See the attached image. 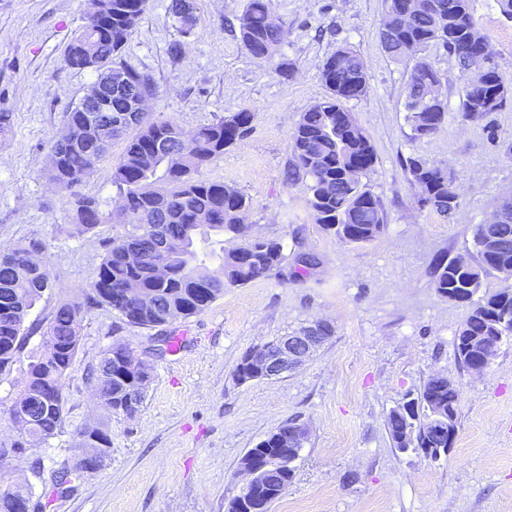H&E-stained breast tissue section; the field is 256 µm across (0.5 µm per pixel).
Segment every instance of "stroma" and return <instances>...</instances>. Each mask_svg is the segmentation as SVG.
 <instances>
[{"mask_svg": "<svg viewBox=\"0 0 512 512\" xmlns=\"http://www.w3.org/2000/svg\"><path fill=\"white\" fill-rule=\"evenodd\" d=\"M170 0H149L124 59L148 72L154 117L184 129L241 109L249 134L203 168V178L237 188L249 201V234L282 243L288 255L312 254L310 275L269 277L225 289L202 313L170 326L127 325L105 307L88 311L73 365L62 383L64 422L33 452L0 460V486L28 488L40 512H228L241 488L240 460L285 423L305 425L296 475L272 512H512V342L485 371L465 367L454 334L468 306L434 286L440 260L473 254L476 225L512 198V96L499 111L461 120L465 76L431 45L422 52L441 76L448 118L414 138L405 119L408 63L390 60L378 29L385 0H274L284 40L274 61L253 58L238 38L247 0H196L198 24L183 38ZM85 0H0V112L14 115L0 143V250L23 238L46 247L52 286L24 323L22 356L0 376V438L14 429L9 408L30 355L59 303L82 299L104 253L122 233L104 224L79 237L66 192L46 177L51 136L96 75L68 68L64 49L84 23ZM491 63L512 77V21L496 0H474ZM182 42L180 58L170 47ZM346 44L364 60L365 95L346 107L370 137L376 163L366 180L386 229L364 245L345 244L316 224L305 182L283 180L291 134L303 112L324 99L321 65ZM420 156L454 177L460 207L442 217L420 203L403 166ZM330 337L296 370L238 383L249 350L314 321ZM179 352H172L175 336ZM126 345L152 368L144 404L132 417L108 412L88 371L112 344ZM435 374L459 388L460 426L447 456L400 453L386 430L389 411ZM105 424L109 457L63 487L49 482L71 459L79 428Z\"/></svg>", "mask_w": 512, "mask_h": 512, "instance_id": "obj_1", "label": "stroma"}]
</instances>
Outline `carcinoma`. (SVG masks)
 Listing matches in <instances>:
<instances>
[{
    "instance_id": "1",
    "label": "carcinoma",
    "mask_w": 512,
    "mask_h": 512,
    "mask_svg": "<svg viewBox=\"0 0 512 512\" xmlns=\"http://www.w3.org/2000/svg\"><path fill=\"white\" fill-rule=\"evenodd\" d=\"M103 0H87L85 24L74 34L65 50V63L78 70L89 69L102 77L110 71L112 112H102L91 120L82 110L86 98L72 105L63 129L65 141L52 136L49 141L47 176L50 182L70 190L87 179L90 155L107 142L112 154L116 140L123 150L112 166V184L119 191L118 206L107 212L94 196L72 193L67 206L72 223L63 230L70 236H82L102 224H121L124 232L105 244L95 279L79 302L57 306L43 333V350L29 356L26 375L9 418L17 436L10 443L0 442V456L36 450L55 436L63 423L62 380L77 354L81 323L85 312L108 307L135 327L152 329L187 320L207 309L224 295V289L242 287L272 275L300 277L317 268L313 255H302L293 268L280 242L258 238L231 250L201 254L197 240H206L224 231H242L248 204L238 189L201 178L200 170L224 156V151L242 141L254 121V113L242 109L228 117L199 125L193 135L183 137V128L170 120L134 117V104L141 96H154L151 76L126 65L124 49L147 9L149 0H112V16L96 21L93 14ZM405 0H385V19L379 29L383 51L395 62L414 61L405 102L406 120L414 137H427L416 121V113L430 112L437 126L448 118V102L441 99L427 107L423 99L427 87L440 82L435 68L419 56L430 44L442 46L455 57L461 71L470 66L471 55L487 37L474 19L473 0H429V8L410 21L399 20ZM182 36L193 35L198 23L195 0H171ZM239 40L254 58L271 61L283 40L281 27L273 16V0H248L239 19ZM321 78L328 95L302 113L291 135L292 159L284 172V181L307 179L308 206L315 223L345 244H366L386 228L384 210L378 197L362 177L374 167L376 154L370 138L343 105L367 92L368 78L361 57L347 46H339L322 63ZM508 90H495L487 84L475 90L460 87V118L480 116L477 103H489L486 112L500 110ZM122 113L129 114L121 132L110 131V124ZM412 181L421 189L420 203L448 217V186L451 174L440 165L419 156L405 160ZM163 170L164 185H155L154 177ZM502 247L486 252L479 237H473L477 258L470 269L459 265V258L440 261L436 268L435 288L450 300L470 304L469 313L455 333L457 358L466 367L476 361L470 339L484 337L502 344L512 341V292L502 291L474 299L485 279L507 266L512 268V219L498 225ZM171 246L162 252L159 244ZM135 248L145 261L130 264L124 253ZM46 248L38 240L20 239L0 254V376L11 371L23 348L26 318L43 293L52 287L46 264ZM166 264L167 274L154 273L156 263ZM128 288H139L150 297L149 306L134 308L123 295ZM131 352L113 345L90 371L95 391L104 407L124 414L128 395L136 392V383L122 372L124 359ZM408 411L400 415L391 410L386 427L391 442H397L404 428L415 435L416 447L432 448L436 439L430 428L432 414L441 409L448 414L449 426L459 428V390L452 382L429 379L421 391L408 394ZM99 449L103 463L112 448L109 432L100 427L78 430L72 464L52 476L63 485L71 478L93 470L80 456L81 446ZM286 450L270 434L248 450L251 455L276 460ZM31 497L29 491L0 489V512H17L16 505Z\"/></svg>"
}]
</instances>
